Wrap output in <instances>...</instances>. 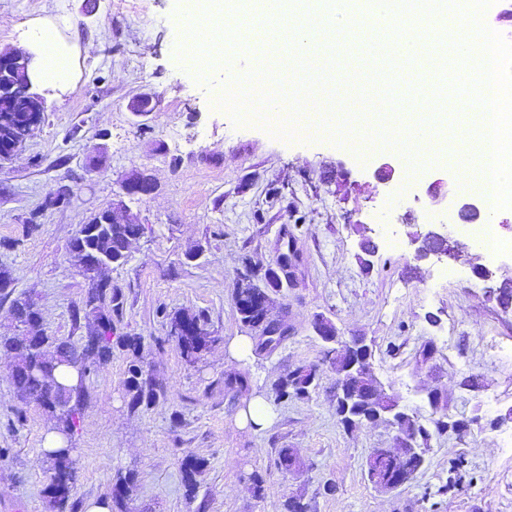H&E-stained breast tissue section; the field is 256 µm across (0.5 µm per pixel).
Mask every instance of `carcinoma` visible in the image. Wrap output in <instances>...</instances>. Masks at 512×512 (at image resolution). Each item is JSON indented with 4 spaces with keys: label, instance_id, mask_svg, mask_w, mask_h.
Masks as SVG:
<instances>
[{
    "label": "carcinoma",
    "instance_id": "1",
    "mask_svg": "<svg viewBox=\"0 0 512 512\" xmlns=\"http://www.w3.org/2000/svg\"><path fill=\"white\" fill-rule=\"evenodd\" d=\"M143 228L139 224H86L71 243V250L85 252L89 264L84 270L86 279H102V271L124 264L129 256V245ZM249 274L238 277L235 297L241 306L237 307L241 322L248 328L258 329L269 318L270 310H264L253 303L261 276L251 264H245ZM122 308L119 294L112 289L109 281L99 288H88L85 302V316L92 318L94 329L91 335L97 338L89 347L70 338L50 336L43 328L41 314L31 299L17 297L12 309L17 322L22 323L31 335L38 339V347L23 344L20 336L0 338V348L13 354L15 369L12 374L17 395L25 401L36 403L49 417L52 429L69 440L80 425L81 411L87 398L86 379L90 367L112 357V347L119 344L137 357L141 350L138 336H117L112 314ZM197 325L199 334L178 337L183 356L192 361L204 352L213 342L208 332L207 322L196 315L182 313L171 319L175 327L183 321ZM65 367L75 376L73 383L62 385L58 381L60 368ZM128 388L129 405L133 409L150 408L160 397L157 384L151 377L139 375V365H129ZM316 378V370L311 366H300L291 371L275 385L277 397L283 400H305L309 398L308 386ZM336 415L342 425L356 426L370 418L367 412L345 408L336 404ZM74 448L66 444L45 453L49 463L50 477L47 485L50 497L57 505L67 501L75 473ZM135 486V475L128 471L118 475L115 487L121 492L113 496V507L117 512H127V500Z\"/></svg>",
    "mask_w": 512,
    "mask_h": 512
}]
</instances>
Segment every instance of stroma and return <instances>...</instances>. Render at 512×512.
I'll list each match as a JSON object with an SVG mask.
<instances>
[{"instance_id": "35a3bbf8", "label": "stroma", "mask_w": 512, "mask_h": 512, "mask_svg": "<svg viewBox=\"0 0 512 512\" xmlns=\"http://www.w3.org/2000/svg\"><path fill=\"white\" fill-rule=\"evenodd\" d=\"M178 0H0V50L28 49L35 23H46L71 55L69 93L34 90L44 120L17 153L0 163V267L16 293L39 308L49 335L80 339L88 288L70 243L95 213L121 199V184L138 171L154 192L129 201L143 226L127 262L109 273L122 310L117 334L141 337L143 361L161 387L156 405L130 411L129 358L113 348L92 367L80 426L72 437L78 463L65 510L50 502L43 442L47 416L14 388L10 355L0 352V512H86L111 503L115 476L134 471L130 512H284L289 497L311 512H512V312L488 297L487 282L469 272L474 246L460 260H415L410 233L456 217L462 193L444 163L410 178L391 152L357 157L326 137L287 141L256 124L235 125L213 104L229 79L211 68L205 84L177 52ZM152 97L154 112L134 115L130 101ZM391 163L383 180L378 168ZM448 179V198L432 201L429 184ZM62 184L65 206L49 205ZM364 224L381 246L362 269L352 227ZM298 256L297 285L271 292L288 325L276 348L244 327L234 290L245 260L275 265ZM177 312L204 316L214 336L187 362L170 334ZM342 336H364L372 367L387 392L424 424L441 415L466 421L464 434H433L423 467L394 491L376 489L366 460L392 448L388 422L348 429L336 417V373L313 331L318 317ZM250 338L244 360L229 347ZM432 355H423L425 344ZM317 369L309 399L277 402L288 372ZM244 377L245 386H227ZM441 395L439 408L429 391ZM270 403L274 419L243 428L245 399ZM290 448L301 465L282 470L277 451ZM467 462L447 489L448 462ZM202 461L198 489L187 497L183 468ZM262 488H255L254 478Z\"/></svg>"}]
</instances>
